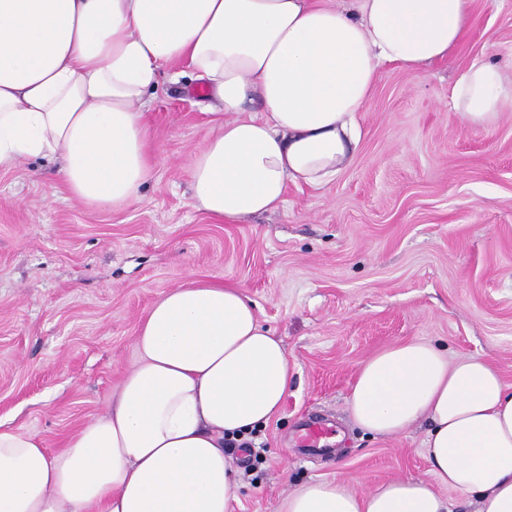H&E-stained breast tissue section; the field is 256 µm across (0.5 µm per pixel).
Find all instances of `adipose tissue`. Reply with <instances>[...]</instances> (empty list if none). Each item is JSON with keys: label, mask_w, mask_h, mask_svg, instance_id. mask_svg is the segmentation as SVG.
Here are the masks:
<instances>
[{"label": "adipose tissue", "mask_w": 512, "mask_h": 512, "mask_svg": "<svg viewBox=\"0 0 512 512\" xmlns=\"http://www.w3.org/2000/svg\"><path fill=\"white\" fill-rule=\"evenodd\" d=\"M474 0H0V168L56 159L90 208L139 201L150 174L144 100L162 67H192L223 104L189 170L192 204L235 224L283 207L354 161L358 115L388 64L422 75L464 41ZM468 127L512 110L489 58L448 96ZM136 364L107 410L49 452L0 423V512H232L225 439L274 418L288 354L242 287L217 275L163 292L138 328ZM364 432L427 421L424 479L367 492L337 477L285 494L278 512H452L439 488L512 512V385L486 361L421 341L358 369L348 401Z\"/></svg>", "instance_id": "1"}]
</instances>
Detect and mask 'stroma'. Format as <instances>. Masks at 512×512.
Wrapping results in <instances>:
<instances>
[{"label": "stroma", "instance_id": "obj_1", "mask_svg": "<svg viewBox=\"0 0 512 512\" xmlns=\"http://www.w3.org/2000/svg\"><path fill=\"white\" fill-rule=\"evenodd\" d=\"M481 56L512 66V0H476L464 42L424 75L386 66L352 165L322 187L289 185L282 209L237 224L191 203L189 168L219 105L185 65L147 95L153 164L137 204L87 208L41 159L1 168L0 422L57 450L106 411L159 295L220 273L256 303L293 371L256 453L230 451L244 484L233 512H277L312 478L365 492L426 477L427 423L374 438L348 398L364 360L409 340L482 357L512 384V112L472 129L444 106Z\"/></svg>", "mask_w": 512, "mask_h": 512}]
</instances>
